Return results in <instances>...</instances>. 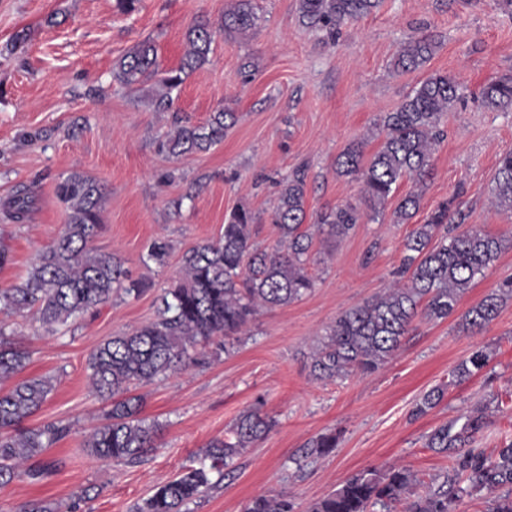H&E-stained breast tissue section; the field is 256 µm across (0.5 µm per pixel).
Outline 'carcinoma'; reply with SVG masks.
I'll return each instance as SVG.
<instances>
[{
	"label": "carcinoma",
	"mask_w": 512,
	"mask_h": 512,
	"mask_svg": "<svg viewBox=\"0 0 512 512\" xmlns=\"http://www.w3.org/2000/svg\"><path fill=\"white\" fill-rule=\"evenodd\" d=\"M382 0H299V13L309 26L334 33L336 27L377 11ZM256 0H232L217 25L196 20L186 30L189 49L180 66L157 80L155 108L165 112L172 105L171 92L183 75L209 63L211 46L219 31L241 35L259 19ZM427 36L405 42L393 67L413 72L434 53ZM158 76L157 53L150 40L135 45L113 67L112 79L129 89ZM462 97L454 78L435 73L420 82L399 108L388 112L379 124L383 141L368 158L362 146L346 148L336 161L337 172L362 184L366 207L374 214L393 197L404 178L422 185L433 175L432 156L440 142L442 120ZM485 107L512 112V74L501 75L481 90ZM235 114L214 112L202 125H178L162 142L172 157L207 152L224 140ZM492 205L512 214V152L500 156L494 177ZM56 196L67 210V221L53 242L40 252L22 281L0 289V305L6 310H33L49 330L112 301L119 289L141 294L148 284L129 278L120 257L101 253L91 246L103 227L102 187L93 179L71 173L56 185ZM421 195L408 192L392 212L395 224H405L419 211ZM32 203L27 187L15 189L9 205L13 218H26ZM363 212L351 205H338L318 214L315 223L325 240L339 241ZM256 215L248 208L235 209L215 239L204 240L182 256V275L164 289L155 320L98 346L90 355L88 381L91 390L111 400L99 423L84 440L89 454L102 461L136 464L153 448L161 425L141 417L139 397L119 398L131 388L168 377L177 367L195 361L197 347L216 343L215 350L200 355L214 358L239 341L259 310L287 305L301 299L311 288L307 273L313 238L302 230L307 220L306 170L299 166L285 181L271 223L279 239L271 249L254 241ZM511 236H491L476 229L457 231L448 204H441L427 221L408 236L402 259L406 282L382 295L340 313L318 340L311 355V374L320 380L343 377L351 372L377 371L398 352L414 318L429 320L451 316L463 294L484 275L506 248ZM169 244L154 241L148 258L166 264ZM512 298V281L504 283L471 306L459 328L481 332ZM490 361L486 348L474 350L453 370L452 379L462 383L482 371ZM29 356L0 327V380L22 374ZM52 390L47 377L26 378L0 391V485L20 478L39 480L44 470L28 461L52 447L69 432L56 422L29 427L26 422ZM447 386L426 392L415 404L413 416L426 415L444 398ZM487 424L484 409L450 420L435 428L426 447L452 459L442 481L420 494L410 470L388 466L365 469L350 476L335 491L311 504L309 512H375L380 505H395L401 512H456L465 496L485 492L487 512H512V442L491 454L473 447L475 436ZM273 420L256 405L240 414L231 436L210 441L204 459L210 464L185 469L175 479L155 486L134 512H189V505L203 499L218 486L212 474L232 463L263 439ZM337 434L320 435L308 445L309 456H326L338 444ZM245 512H292L288 496L259 494Z\"/></svg>",
	"instance_id": "obj_1"
}]
</instances>
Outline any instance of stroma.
Returning <instances> with one entry per match:
<instances>
[{
	"mask_svg": "<svg viewBox=\"0 0 512 512\" xmlns=\"http://www.w3.org/2000/svg\"><path fill=\"white\" fill-rule=\"evenodd\" d=\"M259 20L233 37L216 35L210 62L173 91L170 111H155V80L131 90L112 79L114 64L139 42L157 47L160 71L176 68L195 19L219 23L230 0H139L129 14L117 0H0V288L24 278L36 255L66 222L55 195L73 172L104 190V228L95 239L118 255L133 278L148 283L140 296L114 295L57 331L30 314L0 309V326L29 354L26 376H50L54 388L29 423L59 422L70 433L34 458L39 481L0 485V512L30 504H76V512H132L152 489L199 465L205 446L224 437L256 399L274 425L234 461V471L190 512H245L258 494H288L293 512L370 467L409 469L418 492L440 481L450 458L426 446L428 434L450 419L487 407L476 447L493 452L512 441V299L482 332L458 326L459 316L503 280L512 278V248L471 286L444 321L416 318L394 358L371 374L315 379L309 353L336 316L390 288L415 225L451 201L464 228L512 233V216L491 204L501 155L512 151V112L488 110L484 84L512 73V12L501 0H383L335 35L305 25L298 0H257ZM24 45L11 49L16 34ZM429 36L435 52L423 69L395 70L401 44ZM255 67L243 82L244 65ZM445 72L464 91L443 119L445 137L433 154L434 174L423 186L403 179L398 195L420 190L412 223L391 211L356 225L344 240L324 245L307 271L314 286L301 300L260 312L242 341L219 358L192 364L163 380L134 388L141 415L158 421L159 446L137 465L90 456L84 437L106 408L90 389L91 352L112 337L152 321L164 288L176 280L188 248L218 237L233 210L268 214L283 178L307 169V214L360 204L357 182L338 175L337 156L362 143L373 153L380 118L396 111L427 74ZM237 120L208 152L174 158L159 142L175 118L205 123L219 109ZM34 205L24 222L3 208L17 185ZM166 240L165 266L147 258L149 244ZM479 347L489 365L469 381L452 382L454 367ZM447 392L425 416L412 415L423 394ZM335 433L332 453L308 457L306 445Z\"/></svg>",
	"mask_w": 512,
	"mask_h": 512,
	"instance_id": "1",
	"label": "stroma"
}]
</instances>
